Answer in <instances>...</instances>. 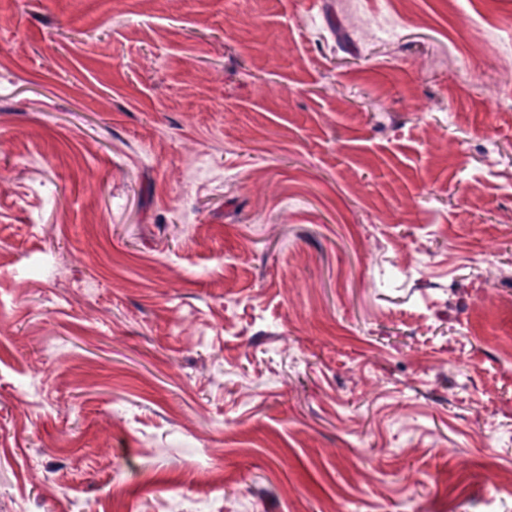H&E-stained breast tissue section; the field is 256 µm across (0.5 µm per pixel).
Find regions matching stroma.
I'll list each match as a JSON object with an SVG mask.
<instances>
[{
    "mask_svg": "<svg viewBox=\"0 0 512 512\" xmlns=\"http://www.w3.org/2000/svg\"><path fill=\"white\" fill-rule=\"evenodd\" d=\"M0 512H512V0H0Z\"/></svg>",
    "mask_w": 512,
    "mask_h": 512,
    "instance_id": "35a3bbf8",
    "label": "stroma"
}]
</instances>
